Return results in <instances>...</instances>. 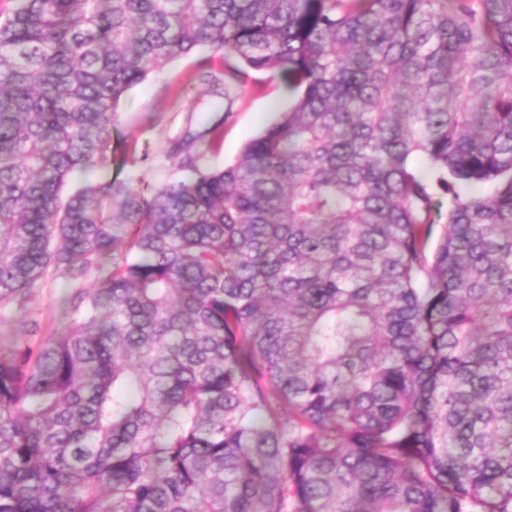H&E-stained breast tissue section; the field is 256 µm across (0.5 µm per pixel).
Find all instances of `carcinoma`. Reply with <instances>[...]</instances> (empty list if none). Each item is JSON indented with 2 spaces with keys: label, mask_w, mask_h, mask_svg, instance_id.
Returning a JSON list of instances; mask_svg holds the SVG:
<instances>
[{
  "label": "carcinoma",
  "mask_w": 512,
  "mask_h": 512,
  "mask_svg": "<svg viewBox=\"0 0 512 512\" xmlns=\"http://www.w3.org/2000/svg\"><path fill=\"white\" fill-rule=\"evenodd\" d=\"M203 49L295 104L227 167L77 181ZM50 267L99 284L0 343V512H512V0H17L0 307Z\"/></svg>",
  "instance_id": "1"
}]
</instances>
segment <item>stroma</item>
Listing matches in <instances>:
<instances>
[{
	"instance_id": "stroma-1",
	"label": "stroma",
	"mask_w": 512,
	"mask_h": 512,
	"mask_svg": "<svg viewBox=\"0 0 512 512\" xmlns=\"http://www.w3.org/2000/svg\"><path fill=\"white\" fill-rule=\"evenodd\" d=\"M207 59L204 69L193 56L176 60L122 98L112 139L114 163L111 170L96 171L95 180L113 177L144 193L160 188L181 177L179 149L188 140L200 168L224 167L292 105V93L267 72L231 86L229 99L218 98L214 81L224 76V58L211 53ZM216 123L221 126L217 142L207 133ZM96 285L91 276L72 289L47 273L24 299L0 309V338L38 347L45 336L73 324L75 314L67 304L73 291Z\"/></svg>"
}]
</instances>
